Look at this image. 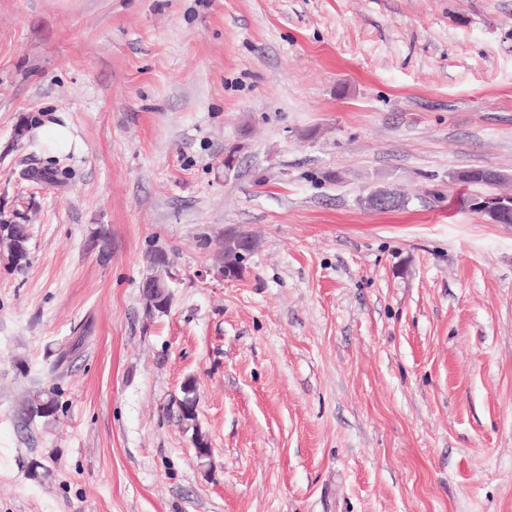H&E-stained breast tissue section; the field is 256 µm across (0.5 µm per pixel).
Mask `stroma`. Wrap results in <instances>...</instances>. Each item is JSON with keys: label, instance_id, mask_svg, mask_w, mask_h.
<instances>
[{"label": "stroma", "instance_id": "1", "mask_svg": "<svg viewBox=\"0 0 512 512\" xmlns=\"http://www.w3.org/2000/svg\"><path fill=\"white\" fill-rule=\"evenodd\" d=\"M62 120L52 158L29 130ZM478 167L512 176V0H0V217L31 227L0 512H512V224ZM233 231L260 246L228 280ZM458 179L462 182L477 183L493 186L509 179V176L494 168H477L458 172ZM195 383L187 379L182 387V399L178 402L179 421L186 432L191 431V437L197 442L198 448H210V441L198 424L197 397ZM57 401L54 387L37 391L27 400L26 414L30 418H42L47 423L55 420Z\"/></svg>", "mask_w": 512, "mask_h": 512}]
</instances>
